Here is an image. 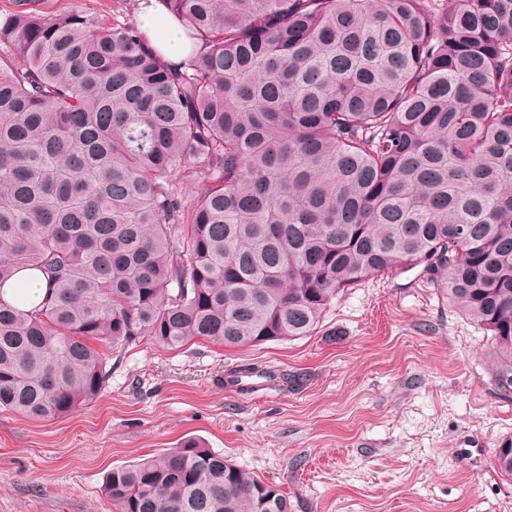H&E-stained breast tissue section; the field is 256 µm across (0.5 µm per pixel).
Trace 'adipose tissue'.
<instances>
[{
    "label": "adipose tissue",
    "instance_id": "adipose-tissue-1",
    "mask_svg": "<svg viewBox=\"0 0 512 512\" xmlns=\"http://www.w3.org/2000/svg\"><path fill=\"white\" fill-rule=\"evenodd\" d=\"M136 20L152 46L169 62L187 59L192 50L185 33L163 0H144Z\"/></svg>",
    "mask_w": 512,
    "mask_h": 512
}]
</instances>
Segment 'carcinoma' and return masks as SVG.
Masks as SVG:
<instances>
[{
  "label": "carcinoma",
  "mask_w": 512,
  "mask_h": 512,
  "mask_svg": "<svg viewBox=\"0 0 512 512\" xmlns=\"http://www.w3.org/2000/svg\"><path fill=\"white\" fill-rule=\"evenodd\" d=\"M203 50L37 0L0 23V408L64 418L104 349L312 335L421 268L512 391V0H165ZM189 173L194 194L177 178ZM36 307L3 297L21 270ZM273 380L257 364L231 376ZM512 478V440L495 455ZM119 512H291L189 438L106 477ZM18 278L13 283H8L4 286L3 290L5 292V297L8 299H13L15 293V283L21 280L24 283L26 288H23L27 297L30 301L38 304L42 301L45 295L48 292V285L46 281L42 277H38L30 271L22 270L18 273Z\"/></svg>",
  "instance_id": "cac0c4a2"
}]
</instances>
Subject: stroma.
Listing matches in <instances>:
<instances>
[{
  "label": "stroma",
  "instance_id": "stroma-1",
  "mask_svg": "<svg viewBox=\"0 0 512 512\" xmlns=\"http://www.w3.org/2000/svg\"><path fill=\"white\" fill-rule=\"evenodd\" d=\"M287 374L258 393L227 385L247 363ZM107 384L69 416L0 408V512H116L112 468L194 437L284 490L292 512H512L495 451L512 393L490 334L416 270L346 288L299 340L111 354Z\"/></svg>",
  "mask_w": 512,
  "mask_h": 512
}]
</instances>
